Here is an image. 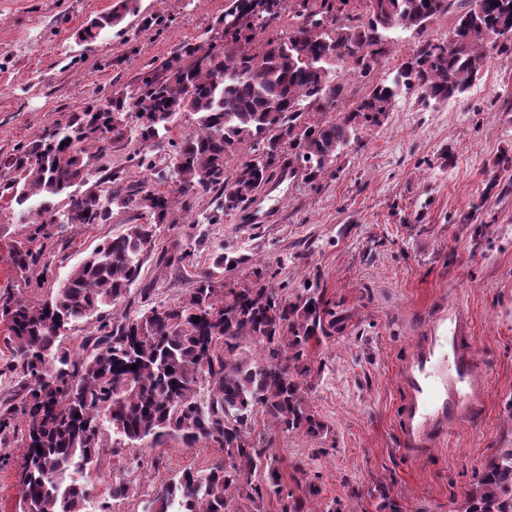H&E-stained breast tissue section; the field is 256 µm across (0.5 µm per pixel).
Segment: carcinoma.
Instances as JSON below:
<instances>
[{"label":"carcinoma","instance_id":"obj_1","mask_svg":"<svg viewBox=\"0 0 512 512\" xmlns=\"http://www.w3.org/2000/svg\"><path fill=\"white\" fill-rule=\"evenodd\" d=\"M339 2L321 0L317 10L295 0L288 36L258 44L255 30L277 18L283 0H234L220 20L223 44L183 45L130 95L73 112L64 125L0 157V171L12 175L1 197L8 193L19 206L44 198L29 235L10 247L23 279L39 265L48 269L31 244L50 237L51 225L107 224L115 207L136 210L141 220L99 243L42 302L0 295L11 352L6 370L17 377L16 389L0 400V446L25 445L19 512H85L86 488L60 475L97 468L107 454L125 458L100 495V512H114L141 486L137 449L172 437L203 441L220 458L140 493L141 512H228L233 499L265 496L280 512H309L319 490L310 482L305 495H294L270 431L315 439L330 432L310 405L307 378L311 349L338 331L336 302L312 284L288 300L259 268L219 290V275L248 262L222 253L197 269L182 299L150 305L147 285L140 291L147 305L133 317L116 316L158 229L173 223L172 201L93 161L115 141L146 146L166 138L175 117L189 113L196 128L174 141L168 176L179 195L215 193L219 209L231 212L286 164L319 181L359 131L382 123L400 93L416 90L427 106L445 104L490 60L512 61V0H464L448 41L418 45L391 83L371 87L338 118L324 117L316 109L343 95L336 70L369 74L392 30L420 34L454 0H366L363 14L346 10L349 0ZM138 8V0H113L78 37L92 40ZM238 155L244 160L231 177L227 164ZM495 167L488 191L512 192V152L501 150ZM62 194L67 209H49L48 199ZM78 327L87 334L76 348L66 331ZM378 497L379 512H402L385 487ZM463 509L512 512V448L487 461Z\"/></svg>","mask_w":512,"mask_h":512}]
</instances>
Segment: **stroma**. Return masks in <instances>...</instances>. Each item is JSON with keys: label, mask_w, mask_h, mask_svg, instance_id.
Returning a JSON list of instances; mask_svg holds the SVG:
<instances>
[{"label": "stroma", "mask_w": 512, "mask_h": 512, "mask_svg": "<svg viewBox=\"0 0 512 512\" xmlns=\"http://www.w3.org/2000/svg\"><path fill=\"white\" fill-rule=\"evenodd\" d=\"M231 0H140L139 13L117 28L82 42L77 31L108 11L112 0H0V156L65 121L88 103L126 95L148 68L160 66L183 44L219 40L216 21ZM459 8L436 17L422 37L395 30L379 64L367 76L338 71L345 97L328 116L349 111L369 87L391 81L419 39L443 42ZM450 159H441L442 149ZM512 149V65L492 60L459 99L424 105L417 92L401 94L380 125L362 131L315 183L303 175H274L242 208L214 224L215 196L177 198L176 222L162 228L158 250L192 248L197 262L225 250L245 255L292 298L306 283L320 284L337 304L342 330L313 353L311 404L330 427L316 441L301 433L273 434L272 450L288 479L315 482L311 512L336 500L344 512H376L378 486L389 488L402 512H462L486 461L512 448V194L484 189L502 149ZM168 142L143 147L125 141L97 160L123 170L128 183L158 176ZM156 164L138 167L139 154ZM28 207L0 198V291L21 288L44 300L106 237L132 223L114 209L107 224L71 225L44 243L46 280L17 283L7 245L25 237ZM194 269L177 272L149 256L141 284L154 301L181 298ZM128 297L141 308L140 286ZM460 303L470 316L469 345L488 373L481 411L462 422L441 446L412 458L399 439L404 399L395 379L398 360L428 314ZM21 443L0 447V512H15L23 467ZM151 492L175 471L211 465L218 453L205 442L166 439L140 453Z\"/></svg>", "instance_id": "35a3bbf8"}]
</instances>
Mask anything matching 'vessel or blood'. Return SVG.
Masks as SVG:
<instances>
[{
	"label": "vessel or blood",
	"instance_id": "b4317fda",
	"mask_svg": "<svg viewBox=\"0 0 512 512\" xmlns=\"http://www.w3.org/2000/svg\"><path fill=\"white\" fill-rule=\"evenodd\" d=\"M468 327L461 304L441 305L397 369L404 394L400 437L406 452L435 447L484 402L486 373L463 343Z\"/></svg>",
	"mask_w": 512,
	"mask_h": 512
}]
</instances>
